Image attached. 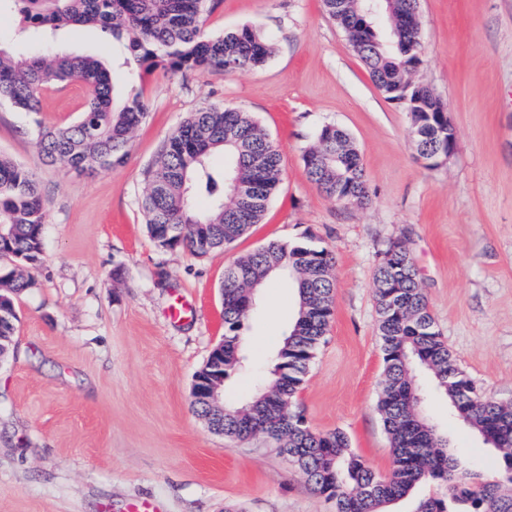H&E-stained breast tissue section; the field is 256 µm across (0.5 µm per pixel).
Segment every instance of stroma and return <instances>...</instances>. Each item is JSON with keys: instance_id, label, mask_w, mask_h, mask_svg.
<instances>
[{"instance_id": "obj_1", "label": "stroma", "mask_w": 512, "mask_h": 512, "mask_svg": "<svg viewBox=\"0 0 512 512\" xmlns=\"http://www.w3.org/2000/svg\"><path fill=\"white\" fill-rule=\"evenodd\" d=\"M423 63L416 82L448 108L456 149L440 166L418 159L410 116L375 87L321 0H218L207 34L243 27L267 37L259 69L115 67L120 95L142 94L146 120L124 161L78 174L45 164L38 126L73 122L78 83L46 89L36 113L0 104V153L31 169L46 210L35 284L15 299V352L0 365V512H335L263 439L240 443L192 410L193 377L224 337L219 286L240 255L270 240L313 239L336 257V302L295 405L316 432L342 430L375 471L392 465L378 403L383 354L374 273L401 242L429 310L460 368L512 402V0H420ZM252 113L282 155V178L260 224L205 257L163 251L142 211L144 171L192 112ZM360 152L370 202H336L310 182L303 154L322 126ZM242 368L224 396L247 400L268 382L298 296L280 277L258 289ZM461 462L485 474L496 449L430 402Z\"/></svg>"}]
</instances>
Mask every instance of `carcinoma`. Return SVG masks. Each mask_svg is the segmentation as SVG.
<instances>
[{"mask_svg":"<svg viewBox=\"0 0 512 512\" xmlns=\"http://www.w3.org/2000/svg\"><path fill=\"white\" fill-rule=\"evenodd\" d=\"M19 17L20 31L43 43L77 25L94 27L102 51L123 47L121 65L148 74L162 65L181 70L233 71L264 65L271 55L267 39L250 28L209 37L203 33L209 0H6ZM325 12L341 29L385 98L409 112L421 135L415 148L437 143L448 127V109L427 89L420 104L406 101L405 89L422 63L414 39L411 9L415 0H382L377 16L367 14L368 0H322ZM104 58L56 54L17 58L0 45V103L21 112L39 111L48 87L74 81L88 92L84 110L73 123L38 127L42 160L76 171H93L123 162L135 129L146 119L138 95L113 96L110 67ZM221 152L224 165L211 155ZM311 183L326 197L366 206L370 196L361 155L348 133L324 126L304 155ZM282 175L273 141L248 112L209 107L190 115L163 142L145 171L141 210L147 233L164 251L187 250L196 257L223 249L262 221ZM252 188L250 200L234 195L232 184ZM46 212L33 172L0 154V260L24 267L43 255ZM401 267L398 294L390 298L391 268L378 263L375 299L383 353L380 411L393 460L386 475L372 470L349 448L339 431L314 432L296 410L295 400L334 313V257L325 247L305 242L269 241L238 257L224 270V370L242 366L240 344L245 325L257 309L254 291L274 272L291 277L300 301L294 323L273 356L268 387L250 401L224 405V425L216 432L239 442L263 437L302 471L313 490L333 502L336 512H381L383 505L431 482L434 496L418 512H512V405L484 394L458 367L428 310L418 271L407 249L390 244ZM34 280L19 269L0 268V350L14 353L18 315L15 298ZM436 394L448 399L455 417L501 454L491 475L461 466L448 436L423 414Z\"/></svg>","mask_w":512,"mask_h":512,"instance_id":"1","label":"carcinoma"}]
</instances>
